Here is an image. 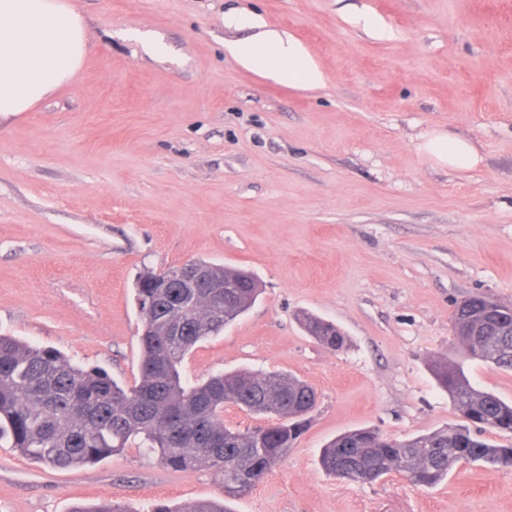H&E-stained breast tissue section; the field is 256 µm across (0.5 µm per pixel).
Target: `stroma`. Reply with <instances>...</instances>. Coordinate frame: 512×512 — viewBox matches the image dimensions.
Instances as JSON below:
<instances>
[{
  "instance_id": "obj_1",
  "label": "stroma",
  "mask_w": 512,
  "mask_h": 512,
  "mask_svg": "<svg viewBox=\"0 0 512 512\" xmlns=\"http://www.w3.org/2000/svg\"><path fill=\"white\" fill-rule=\"evenodd\" d=\"M72 3L88 23L80 72L0 120V335L130 385L140 274L197 259L250 271L256 303L185 359L184 378L292 374L318 400L234 512H512V469L458 464L422 488L319 464L346 432L404 440L461 423L435 360L512 401V371L450 335L474 293L512 306V0ZM230 12L264 25H225ZM360 14L386 35L354 24ZM265 28L303 46L322 87L229 53ZM437 132L470 141L477 165L438 164L422 148ZM304 311L339 326L346 347L307 335ZM222 494L213 469L171 471L135 447L66 470L0 447V512L103 499L147 512Z\"/></svg>"
}]
</instances>
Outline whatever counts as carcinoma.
Returning <instances> with one entry per match:
<instances>
[{"label":"carcinoma","mask_w":512,"mask_h":512,"mask_svg":"<svg viewBox=\"0 0 512 512\" xmlns=\"http://www.w3.org/2000/svg\"><path fill=\"white\" fill-rule=\"evenodd\" d=\"M208 270L207 288L165 287L163 272L138 278L141 317L139 379L123 386L102 368H83L53 347L32 346L0 335V441L57 469L95 465L118 455L135 439L173 471L207 466L221 478L224 496L250 493L283 461L304 433L316 392L296 377L240 370L189 385L180 369L195 346L224 330L255 302L259 284L242 270L196 260L182 266ZM475 295L452 320L479 321ZM306 333L336 351L345 337L335 325L305 313ZM431 371L457 411L468 421L405 440L372 429L345 433L322 449V469L353 483H372L400 471L415 486L431 488L457 463L512 468V444L490 443L480 431L512 433V404L474 388L463 368L435 362ZM236 406L276 422L235 430L224 425V407ZM70 512H130L118 502L76 505ZM151 512H230L224 502L199 500L183 508L159 502Z\"/></svg>","instance_id":"obj_1"}]
</instances>
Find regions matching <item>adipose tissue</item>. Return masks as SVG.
<instances>
[{"mask_svg": "<svg viewBox=\"0 0 512 512\" xmlns=\"http://www.w3.org/2000/svg\"><path fill=\"white\" fill-rule=\"evenodd\" d=\"M88 49L85 19L67 0H0V118L31 111L72 81ZM230 50L243 66L269 76L310 88L323 81L305 49L275 32L234 43ZM424 148L450 167L478 162L473 145L461 138L437 134Z\"/></svg>", "mask_w": 512, "mask_h": 512, "instance_id": "obj_1", "label": "adipose tissue"}]
</instances>
